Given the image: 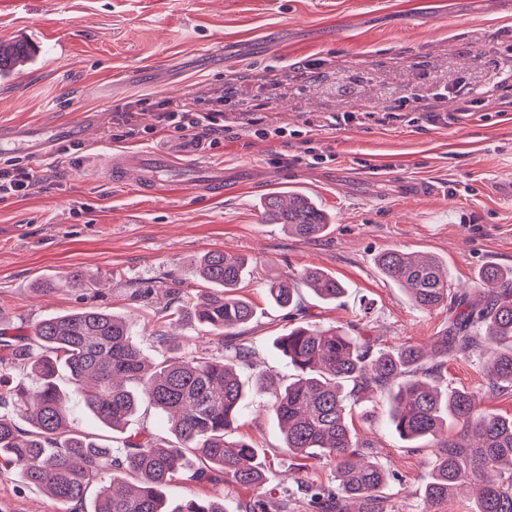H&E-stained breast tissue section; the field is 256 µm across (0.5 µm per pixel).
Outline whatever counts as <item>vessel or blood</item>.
Returning <instances> with one entry per match:
<instances>
[{
  "mask_svg": "<svg viewBox=\"0 0 512 512\" xmlns=\"http://www.w3.org/2000/svg\"><path fill=\"white\" fill-rule=\"evenodd\" d=\"M10 149L40 158L48 154L54 142L45 126L40 124H24L12 129L8 136ZM180 168L196 175L199 184L211 186L215 193L224 191V171L222 168L208 166L197 168L192 162L179 161L165 152H157L152 158H144L138 153H125L118 156H108L103 160L102 170L114 177L115 181L125 180L129 170L139 173L137 186L145 195L155 194L159 188L160 177L165 172Z\"/></svg>",
  "mask_w": 512,
  "mask_h": 512,
  "instance_id": "b4317fda",
  "label": "vessel or blood"
}]
</instances>
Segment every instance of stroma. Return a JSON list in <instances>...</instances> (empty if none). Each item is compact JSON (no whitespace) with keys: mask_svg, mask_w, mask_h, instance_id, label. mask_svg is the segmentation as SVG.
Masks as SVG:
<instances>
[{"mask_svg":"<svg viewBox=\"0 0 512 512\" xmlns=\"http://www.w3.org/2000/svg\"><path fill=\"white\" fill-rule=\"evenodd\" d=\"M26 38L39 54L0 78V130L52 129L84 112L96 121L86 141L58 139L39 160L0 150V165L14 160L39 178L27 195L0 199V328L7 335L31 334L52 315L106 308L124 315L141 347L162 361L169 353L151 335L177 308L166 289L196 294L204 286L199 260L221 251L248 261L238 292L255 316L235 333L254 352L239 371L249 384L261 372L291 375L275 341L295 319L374 336L382 347L424 345L447 326V308L418 309L380 273L383 251L438 258L453 298L477 288L483 267L512 268V0H0V42ZM315 58L327 61V73L296 78L293 63ZM242 74L276 78L261 119L292 136L263 139L235 126L219 142L203 140L198 161L223 164L233 190L213 195L166 174L163 192L143 196L132 182L103 177L105 155L149 156L187 143L149 110L128 132L118 108L207 95ZM460 83L478 103L457 121L436 122L423 111L334 130L323 124L334 112H380L396 88L428 105L433 85ZM309 146L329 161L312 164ZM404 179L441 193L402 194ZM293 190L332 214L322 237L304 241L264 223L261 200ZM309 267L340 280L345 297L326 303L300 287L302 309L292 316L269 303L267 280ZM76 271L91 287L72 281ZM352 418L371 460L396 473L380 491L383 512H421L429 443L402 440L382 403L369 416L354 409ZM72 420L116 448L128 432L168 434L165 418L146 404L123 433L101 425L77 399ZM236 435L258 448L268 487L287 496V512H312L296 483L337 487L333 462L293 468L265 397L247 398ZM0 512L61 507L0 469Z\"/></svg>","mask_w":512,"mask_h":512,"instance_id":"stroma-1","label":"stroma"}]
</instances>
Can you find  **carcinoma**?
I'll use <instances>...</instances> for the list:
<instances>
[{
	"label": "carcinoma",
	"mask_w": 512,
	"mask_h": 512,
	"mask_svg": "<svg viewBox=\"0 0 512 512\" xmlns=\"http://www.w3.org/2000/svg\"><path fill=\"white\" fill-rule=\"evenodd\" d=\"M34 56L31 44L0 43V74L11 73ZM270 224L304 241L321 237L330 215L308 194L268 195L262 203ZM388 279L409 293L422 310L448 308V326L429 346L399 343L388 348L371 337L350 336L339 327L309 323L278 338L282 356L296 374L283 384L261 373L252 389L241 382L239 367L252 351L242 344L219 343V351H181L177 337L157 329L153 342L180 352L173 363H154L134 339L130 323L104 308H87L47 317L25 343L3 345L0 354V468L14 469L41 487L66 512H284V504L265 491V466L257 448L232 440L247 393H268L269 411L283 431L290 458L323 457L336 463L339 486L300 485L313 512H383L378 490L392 473L362 460L366 443L349 426L352 409L362 402L386 401L391 426L408 442L433 443L422 512L448 499L454 489L475 484L472 512H512V417L480 408V396L448 389L444 369L450 360L489 353L484 366L486 393L512 387V269L487 266L479 284L492 293L476 301L462 294L448 303L447 270L433 256L389 249L377 258ZM248 261L220 251L202 257L204 291L182 303L178 316L224 337L249 322L254 307L237 294ZM298 279L326 302L340 300L345 286L310 267ZM269 302L296 306L293 279L274 277L265 286ZM84 407L105 427L122 431L147 402L166 416L176 442L148 431L125 437L123 447L71 425V408L61 376ZM29 426L20 427L16 417ZM135 477V484L125 482ZM211 485H235L254 497L231 509L224 494L191 498L166 508L164 490L178 477Z\"/></svg>",
	"instance_id": "cac0c4a2"
}]
</instances>
